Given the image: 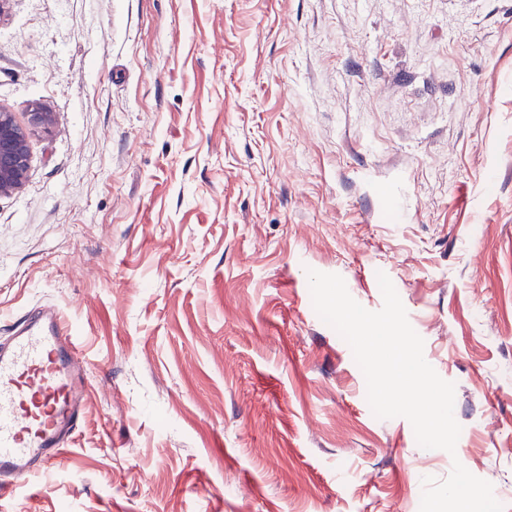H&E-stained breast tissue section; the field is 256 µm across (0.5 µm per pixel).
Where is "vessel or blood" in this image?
<instances>
[{
	"label": "vessel or blood",
	"mask_w": 512,
	"mask_h": 512,
	"mask_svg": "<svg viewBox=\"0 0 512 512\" xmlns=\"http://www.w3.org/2000/svg\"><path fill=\"white\" fill-rule=\"evenodd\" d=\"M93 388L57 308L31 307L0 339V491L28 484L74 442Z\"/></svg>",
	"instance_id": "obj_1"
}]
</instances>
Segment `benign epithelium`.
Here are the masks:
<instances>
[{
	"label": "benign epithelium",
	"mask_w": 512,
	"mask_h": 512,
	"mask_svg": "<svg viewBox=\"0 0 512 512\" xmlns=\"http://www.w3.org/2000/svg\"><path fill=\"white\" fill-rule=\"evenodd\" d=\"M55 113L41 103H34L27 112V125H21L14 113L0 106V197L20 192L32 165L30 133L48 130Z\"/></svg>",
	"instance_id": "obj_1"
}]
</instances>
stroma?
<instances>
[{
	"label": "stroma",
	"instance_id": "1",
	"mask_svg": "<svg viewBox=\"0 0 512 512\" xmlns=\"http://www.w3.org/2000/svg\"><path fill=\"white\" fill-rule=\"evenodd\" d=\"M0 336L55 305L94 375L0 512H420L454 463L512 504V0H12ZM393 283L455 453L376 418L308 272ZM22 126L13 112L0 106V197L20 192L32 165L29 147L31 131L48 130L55 113L41 103H33Z\"/></svg>",
	"mask_w": 512,
	"mask_h": 512
}]
</instances>
